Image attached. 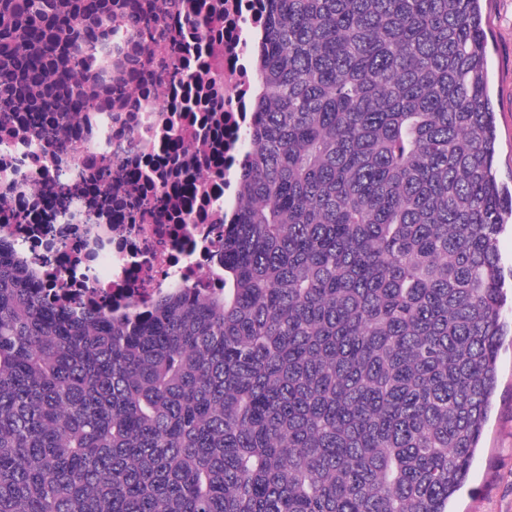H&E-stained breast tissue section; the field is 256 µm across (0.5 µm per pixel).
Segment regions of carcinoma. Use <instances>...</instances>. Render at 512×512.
Here are the masks:
<instances>
[{"label":"carcinoma","instance_id":"obj_1","mask_svg":"<svg viewBox=\"0 0 512 512\" xmlns=\"http://www.w3.org/2000/svg\"><path fill=\"white\" fill-rule=\"evenodd\" d=\"M482 2L266 0L224 292L0 259V512H448L506 335Z\"/></svg>","mask_w":512,"mask_h":512}]
</instances>
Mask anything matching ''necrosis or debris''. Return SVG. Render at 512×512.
<instances>
[{"instance_id":"4bbe7bcc","label":"necrosis or debris","mask_w":512,"mask_h":512,"mask_svg":"<svg viewBox=\"0 0 512 512\" xmlns=\"http://www.w3.org/2000/svg\"><path fill=\"white\" fill-rule=\"evenodd\" d=\"M0 0V250L59 303L148 311L224 286V224L254 123L263 0H96L95 33L16 37ZM97 39L102 64L79 51Z\"/></svg>"}]
</instances>
